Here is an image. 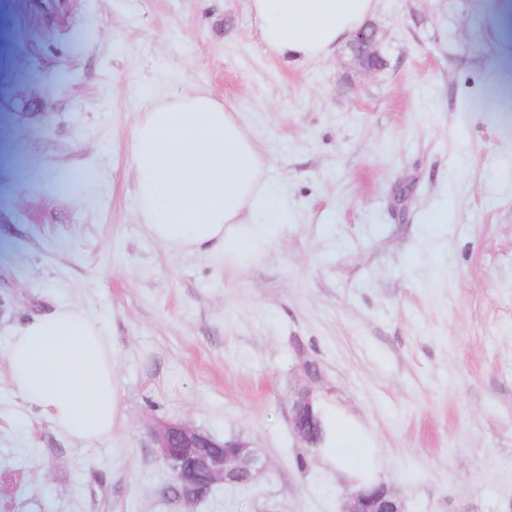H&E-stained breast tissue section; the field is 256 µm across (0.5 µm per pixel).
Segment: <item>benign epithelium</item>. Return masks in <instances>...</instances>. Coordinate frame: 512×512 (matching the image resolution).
I'll use <instances>...</instances> for the list:
<instances>
[{
    "label": "benign epithelium",
    "mask_w": 512,
    "mask_h": 512,
    "mask_svg": "<svg viewBox=\"0 0 512 512\" xmlns=\"http://www.w3.org/2000/svg\"><path fill=\"white\" fill-rule=\"evenodd\" d=\"M379 45L378 30L365 25L348 41L347 49L361 69L373 73L385 65ZM315 401L309 388L290 398V428L308 449L318 447L323 429ZM151 436L160 459L188 502L205 496L217 481L237 474L243 463L248 465V478L252 481L267 470V463L258 452L237 439L219 440L204 431L173 422L158 423ZM343 512H404V501L398 490L382 482L349 494Z\"/></svg>",
    "instance_id": "1"
}]
</instances>
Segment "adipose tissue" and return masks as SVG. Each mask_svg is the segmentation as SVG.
I'll return each instance as SVG.
<instances>
[{
	"label": "adipose tissue",
	"instance_id": "obj_1",
	"mask_svg": "<svg viewBox=\"0 0 512 512\" xmlns=\"http://www.w3.org/2000/svg\"><path fill=\"white\" fill-rule=\"evenodd\" d=\"M377 0H248L266 49L298 65L328 59ZM266 160L238 113L190 91L138 118L130 168L137 215L173 253L240 266L278 242L288 198L265 177ZM13 391L81 441L107 436L119 414L116 354L99 323L68 304L34 317L5 354ZM322 456L355 486L374 472V449L350 430L331 431Z\"/></svg>",
	"mask_w": 512,
	"mask_h": 512
}]
</instances>
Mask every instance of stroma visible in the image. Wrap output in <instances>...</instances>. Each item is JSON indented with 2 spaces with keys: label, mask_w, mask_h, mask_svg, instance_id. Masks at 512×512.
Segmentation results:
<instances>
[{
  "label": "stroma",
  "mask_w": 512,
  "mask_h": 512,
  "mask_svg": "<svg viewBox=\"0 0 512 512\" xmlns=\"http://www.w3.org/2000/svg\"><path fill=\"white\" fill-rule=\"evenodd\" d=\"M370 22L386 65L366 73L342 48L272 55L247 0H59L51 20L0 0V512H341L332 466L293 464L310 385L406 512H512V0H378ZM191 90L240 113L288 196L242 266L169 253L137 217L136 121ZM59 304L117 352L121 414L95 441L9 383L11 336ZM160 421L268 469L186 504Z\"/></svg>",
  "instance_id": "35a3bbf8"
}]
</instances>
